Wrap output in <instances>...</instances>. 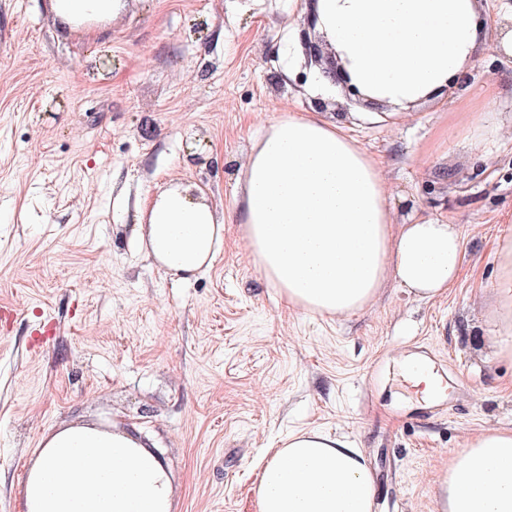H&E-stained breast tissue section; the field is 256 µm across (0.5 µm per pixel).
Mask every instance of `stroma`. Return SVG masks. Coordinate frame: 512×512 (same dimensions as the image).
I'll return each instance as SVG.
<instances>
[{
    "label": "stroma",
    "mask_w": 512,
    "mask_h": 512,
    "mask_svg": "<svg viewBox=\"0 0 512 512\" xmlns=\"http://www.w3.org/2000/svg\"><path fill=\"white\" fill-rule=\"evenodd\" d=\"M306 0H128L68 29L50 0H0V512H21L29 461L72 422L117 425L167 471L172 512H257L266 452L318 430L360 448L375 512H441L434 480L490 428H512V362L486 338L494 240L512 226V91L487 112L430 100L398 123L387 105L325 94L383 163L397 220L456 225L465 259L432 301L387 279L348 317L288 308L227 225L212 265L181 282L140 246L159 191H203L236 212L237 179L265 126L311 111ZM467 82L512 79L498 32ZM492 123L480 153L465 139ZM431 353L462 390L421 417L397 359Z\"/></svg>",
    "instance_id": "1"
}]
</instances>
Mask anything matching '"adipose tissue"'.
<instances>
[{
  "instance_id": "1",
  "label": "adipose tissue",
  "mask_w": 512,
  "mask_h": 512,
  "mask_svg": "<svg viewBox=\"0 0 512 512\" xmlns=\"http://www.w3.org/2000/svg\"><path fill=\"white\" fill-rule=\"evenodd\" d=\"M125 0H50L61 25L103 20ZM316 30L364 99L403 119L478 62L480 0H317ZM235 206L253 264L288 307L350 316L388 275L430 301L457 280L463 245L454 225L399 224L381 161L319 113H288L265 127L241 169ZM137 228L167 274L188 279L224 244V219L190 188L164 189ZM491 339L512 360V229L494 246ZM444 512H512V429L491 428L455 452L438 478ZM376 488L360 449L316 430L269 449L258 512H373ZM161 461L127 429L74 424L50 433L27 472L23 512H169Z\"/></svg>"
}]
</instances>
